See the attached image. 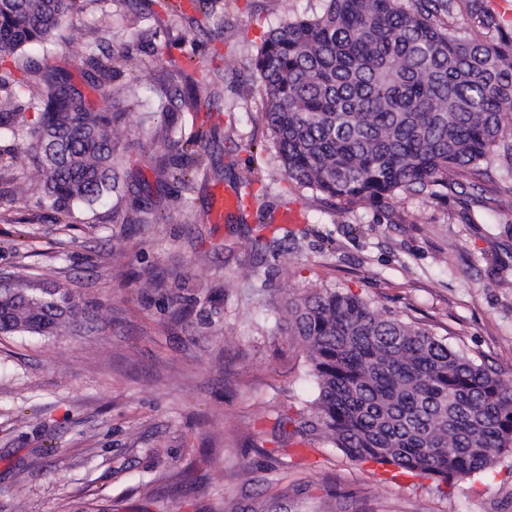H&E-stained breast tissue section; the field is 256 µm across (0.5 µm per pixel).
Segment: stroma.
Returning <instances> with one entry per match:
<instances>
[{
    "label": "stroma",
    "instance_id": "35a3bbf8",
    "mask_svg": "<svg viewBox=\"0 0 512 512\" xmlns=\"http://www.w3.org/2000/svg\"><path fill=\"white\" fill-rule=\"evenodd\" d=\"M322 0H219L203 27L161 0H77L54 43L26 56L80 78L105 38L114 86L141 105L88 91L119 113L128 191L60 224L38 192L13 193L31 166L26 138L0 137V274L69 289L84 316L59 335H0V512H512V455L488 473L440 484L392 478L323 440L275 427L317 395L288 303L322 288L409 315L512 378V176L492 168L447 203L398 194L342 211L281 173L261 121L255 68L266 33ZM196 57L201 93L222 110L208 165L188 186H159L148 161L173 153L157 110L184 89L169 55ZM250 183L257 202L220 224L211 191ZM160 224H129L140 202ZM299 210L262 226L256 214Z\"/></svg>",
    "mask_w": 512,
    "mask_h": 512
}]
</instances>
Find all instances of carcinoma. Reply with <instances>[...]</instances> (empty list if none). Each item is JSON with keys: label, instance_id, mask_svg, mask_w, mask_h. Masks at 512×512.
Wrapping results in <instances>:
<instances>
[{"label": "carcinoma", "instance_id": "cac0c4a2", "mask_svg": "<svg viewBox=\"0 0 512 512\" xmlns=\"http://www.w3.org/2000/svg\"><path fill=\"white\" fill-rule=\"evenodd\" d=\"M76 0H0V59L53 42ZM475 41L437 22L453 0H323L320 12L271 30L255 62L268 141L286 179L343 209L383 207L399 193L438 202L492 167L512 175V32ZM115 57L89 59L87 80L105 95ZM0 74V133L29 140L36 186L68 224L78 206L124 192L115 112L92 106L58 73ZM162 112L200 122L179 158L153 155L161 182L185 186L200 169L212 95L165 94ZM135 206L128 224H158ZM81 313L71 292L26 273L0 287V334L50 337ZM288 335L304 346L318 394L310 416L287 417L303 436L325 437L355 462L391 465L442 482L493 469L512 455V385L416 322L383 316L358 296L325 289L288 304Z\"/></svg>", "mask_w": 512, "mask_h": 512}]
</instances>
